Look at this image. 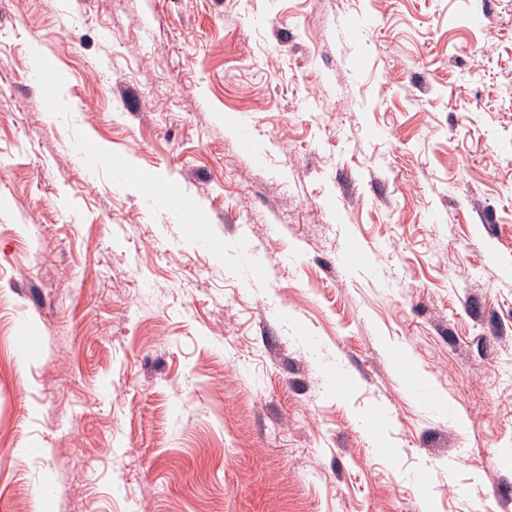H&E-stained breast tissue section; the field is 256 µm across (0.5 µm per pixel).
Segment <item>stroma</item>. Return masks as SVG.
I'll use <instances>...</instances> for the list:
<instances>
[{
	"instance_id": "obj_1",
	"label": "stroma",
	"mask_w": 512,
	"mask_h": 512,
	"mask_svg": "<svg viewBox=\"0 0 512 512\" xmlns=\"http://www.w3.org/2000/svg\"><path fill=\"white\" fill-rule=\"evenodd\" d=\"M1 335L0 512H512V0H0ZM34 70L39 75L42 89L45 93H51L57 80V71L52 61L43 56L33 58Z\"/></svg>"
}]
</instances>
